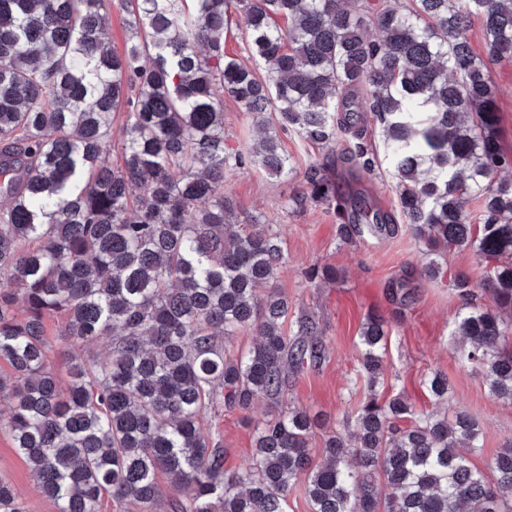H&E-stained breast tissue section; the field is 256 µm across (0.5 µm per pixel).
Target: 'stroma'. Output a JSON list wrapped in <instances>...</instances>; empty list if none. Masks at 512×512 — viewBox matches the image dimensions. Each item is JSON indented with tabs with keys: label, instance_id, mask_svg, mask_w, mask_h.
Instances as JSON below:
<instances>
[{
	"label": "stroma",
	"instance_id": "1",
	"mask_svg": "<svg viewBox=\"0 0 512 512\" xmlns=\"http://www.w3.org/2000/svg\"><path fill=\"white\" fill-rule=\"evenodd\" d=\"M487 75L500 91L499 135L504 149L512 153V57L488 61ZM282 146L295 164L292 178H273L249 164L225 177L224 199L239 217L257 219L278 231L288 256L275 280L288 298L284 332L295 335L300 318L312 317L326 351L317 366L289 373L288 385L279 395L260 396L250 413L229 411L220 404L202 417L203 431L220 442L228 468L251 459L256 424L291 407L325 420V428L316 430L310 442L313 459H322L328 432L353 426L354 411L365 395L357 381L363 324L375 313L390 316L393 306L385 295L386 283L426 259L423 244L407 232L393 238L366 235L344 243L334 215L325 206L287 208L289 197L301 187L306 165L324 161L326 152L295 134L283 136ZM358 188L372 208L398 212L396 180L387 160H380L377 176L363 180ZM313 266L335 268L339 276L320 285L311 283L305 273ZM419 291V302L405 311L402 320L389 325L382 366L384 394L405 395L417 410L428 411L433 399L424 378L437 370L447 374L450 405L466 408L484 432L483 450L471 461L486 468L500 448L512 445V403L491 397L482 374L464 361L466 345L454 334L461 302L449 282H424ZM0 476L12 483L29 512H56L53 502L37 491L29 465L4 431L0 432Z\"/></svg>",
	"mask_w": 512,
	"mask_h": 512
}]
</instances>
